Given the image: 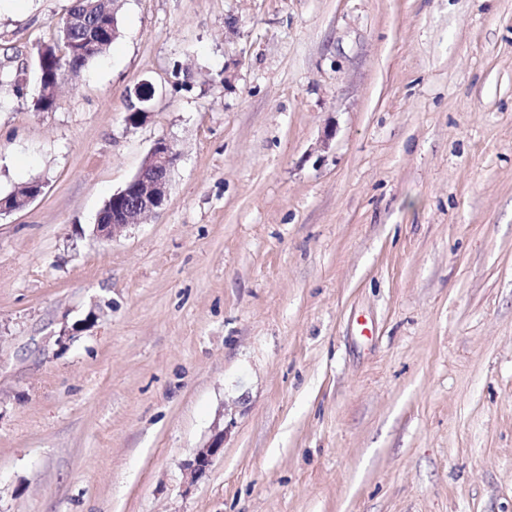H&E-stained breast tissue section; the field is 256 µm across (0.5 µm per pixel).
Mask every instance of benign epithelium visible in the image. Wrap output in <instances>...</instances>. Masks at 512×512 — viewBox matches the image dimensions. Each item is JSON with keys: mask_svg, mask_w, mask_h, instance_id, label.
I'll return each mask as SVG.
<instances>
[{"mask_svg": "<svg viewBox=\"0 0 512 512\" xmlns=\"http://www.w3.org/2000/svg\"><path fill=\"white\" fill-rule=\"evenodd\" d=\"M99 0H85L82 9L66 18L64 33L69 34L79 28L87 29V36L82 40H71L75 51L80 52L90 47L95 39L103 37L99 28ZM135 102L130 104L127 114L129 125H137L144 115L149 113L145 103L154 95V88L148 82L136 85L131 91ZM177 160L174 145L165 138L157 139L147 153L139 171L126 185L112 194L99 212L93 233L103 239L114 238L126 228L141 223L146 217L162 209L169 195L170 172ZM44 192V183L32 181L26 185L23 194L9 193L0 197V214L27 208ZM226 431L219 430L213 434L208 443L196 450L189 463L190 475L194 479L204 476L213 458L224 448Z\"/></svg>", "mask_w": 512, "mask_h": 512, "instance_id": "obj_1", "label": "benign epithelium"}]
</instances>
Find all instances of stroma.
Wrapping results in <instances>:
<instances>
[{
    "mask_svg": "<svg viewBox=\"0 0 512 512\" xmlns=\"http://www.w3.org/2000/svg\"><path fill=\"white\" fill-rule=\"evenodd\" d=\"M70 4L0 0V512H512V0H124L43 110ZM117 35L115 37L101 43L99 47L96 49L95 52L89 55H76L70 58L69 62L66 61L70 57V50L69 48L63 43L60 44H53V45H45L44 47V54L45 58L47 60L51 59L50 62L47 63V71L51 77L57 76V68L56 64L57 61H55L54 53L56 50H59L63 53V60L66 61L64 65L68 63L69 66H67V73H70L73 75L72 71L78 75H80L81 71L92 61L95 59H98L105 55L111 48L114 41L119 37V28L117 27ZM71 68V69H70ZM72 70V71H71ZM132 94L136 103L131 99L130 110L127 114V121L130 126L139 124L144 115L147 116L149 113L148 106H144V104L152 99L154 88L152 84L142 82L134 87L133 91L130 92V97H132ZM177 156L170 141L157 139L139 171L105 203L93 233L103 239L114 238L162 209L168 201L170 172ZM44 186L45 184L41 181H32L26 185V190L23 194L14 195L11 192L4 197H0V214L27 208L43 194ZM225 435L226 429L216 431L203 448L196 450L189 463L190 475L193 479H199L208 472L213 458L224 448Z\"/></svg>",
    "mask_w": 512,
    "mask_h": 512,
    "instance_id": "1",
    "label": "stroma"
}]
</instances>
